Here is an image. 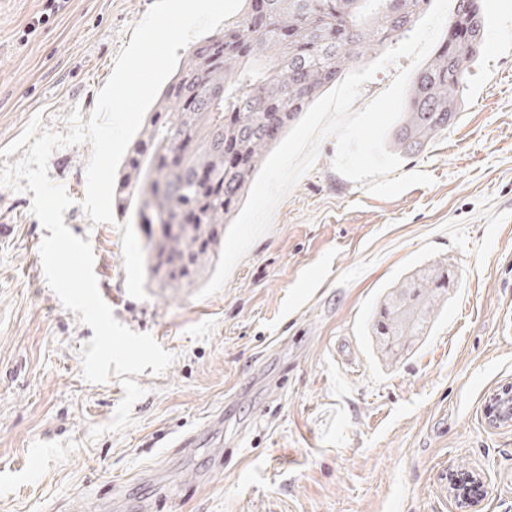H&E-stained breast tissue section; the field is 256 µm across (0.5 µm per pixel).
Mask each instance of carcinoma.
I'll return each mask as SVG.
<instances>
[{"mask_svg": "<svg viewBox=\"0 0 512 512\" xmlns=\"http://www.w3.org/2000/svg\"><path fill=\"white\" fill-rule=\"evenodd\" d=\"M242 17L200 40L160 89L125 155L115 205L158 226L150 271L190 285L218 254L268 154L336 82L349 61L401 38L432 0H244ZM433 58L419 68L389 139L397 153L423 148L458 121L462 88L483 45L482 0H453ZM458 284L436 262L405 277L369 317L382 359L399 362L427 334Z\"/></svg>", "mask_w": 512, "mask_h": 512, "instance_id": "1", "label": "carcinoma"}]
</instances>
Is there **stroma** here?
Instances as JSON below:
<instances>
[{
  "label": "stroma",
  "mask_w": 512,
  "mask_h": 512,
  "mask_svg": "<svg viewBox=\"0 0 512 512\" xmlns=\"http://www.w3.org/2000/svg\"><path fill=\"white\" fill-rule=\"evenodd\" d=\"M155 0H69L28 44L42 0H0V167L43 130L89 119ZM488 31L458 121L402 172L395 198L315 166L223 288L146 278L126 287L121 235L82 209L91 143L57 149L48 176L74 204L103 300L175 360L163 373L82 376L93 336L47 284L32 193L0 185V512H104L132 480L167 482L146 512H459L445 477L477 472L476 512H512V425H489L512 384V0H483ZM459 278L428 336L397 364L366 334L382 288L438 261ZM207 428L191 452L179 435Z\"/></svg>",
  "instance_id": "1"
}]
</instances>
